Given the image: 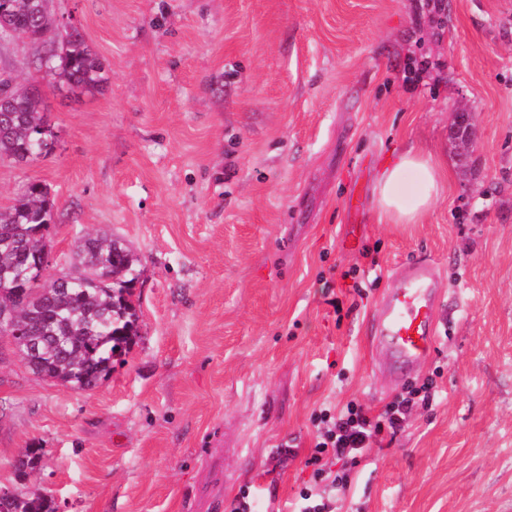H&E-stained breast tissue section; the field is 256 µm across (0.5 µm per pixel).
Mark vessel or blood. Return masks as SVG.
<instances>
[{
    "mask_svg": "<svg viewBox=\"0 0 512 512\" xmlns=\"http://www.w3.org/2000/svg\"><path fill=\"white\" fill-rule=\"evenodd\" d=\"M441 278L437 268L415 259L398 267L370 324L376 346L389 358V372L399 381L422 366L436 347V311Z\"/></svg>",
    "mask_w": 512,
    "mask_h": 512,
    "instance_id": "obj_1",
    "label": "vessel or blood"
}]
</instances>
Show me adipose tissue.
<instances>
[{
  "label": "adipose tissue",
  "mask_w": 512,
  "mask_h": 512,
  "mask_svg": "<svg viewBox=\"0 0 512 512\" xmlns=\"http://www.w3.org/2000/svg\"><path fill=\"white\" fill-rule=\"evenodd\" d=\"M438 192L436 164L409 151L382 172L376 201L380 213L392 223L414 224L429 210Z\"/></svg>",
  "instance_id": "1"
}]
</instances>
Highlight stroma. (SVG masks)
I'll return each instance as SVG.
<instances>
[{"mask_svg":"<svg viewBox=\"0 0 512 512\" xmlns=\"http://www.w3.org/2000/svg\"><path fill=\"white\" fill-rule=\"evenodd\" d=\"M105 66L92 95L54 92L34 47L0 70L42 87L53 152L0 160V207L33 180L48 243L112 233L138 258L139 335L91 391L0 362V484L55 512H292L313 412L356 398L416 405L326 488L334 512H512V0H56ZM474 116L460 166L452 113ZM440 191L414 224L375 188L401 153ZM441 273L433 355L403 383L374 367L368 320L391 274ZM354 278H347V271ZM292 446L299 455L280 456ZM41 462L17 481L13 462Z\"/></svg>","mask_w":512,"mask_h":512,"instance_id":"stroma-1","label":"stroma"}]
</instances>
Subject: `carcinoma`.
I'll list each match as a JSON object with an SVG mask.
<instances>
[{"label":"carcinoma","mask_w":512,"mask_h":512,"mask_svg":"<svg viewBox=\"0 0 512 512\" xmlns=\"http://www.w3.org/2000/svg\"><path fill=\"white\" fill-rule=\"evenodd\" d=\"M4 22L17 35L38 38L45 23L39 0H3ZM105 82L104 66L77 28L66 33L53 61L47 85L94 93ZM42 93L30 87L0 110V158L28 165L37 141L47 139ZM55 219V200L46 185L32 181L14 202L0 208V281L17 270L35 274L47 248L46 235ZM137 259L107 232L88 235L76 245L70 266L57 282L36 285L21 299L0 292V307L14 311L21 336L17 350L36 355L32 373L53 382L87 390L106 380L112 358L137 335L133 284ZM21 512H55L41 496H26Z\"/></svg>","instance_id":"obj_1"}]
</instances>
